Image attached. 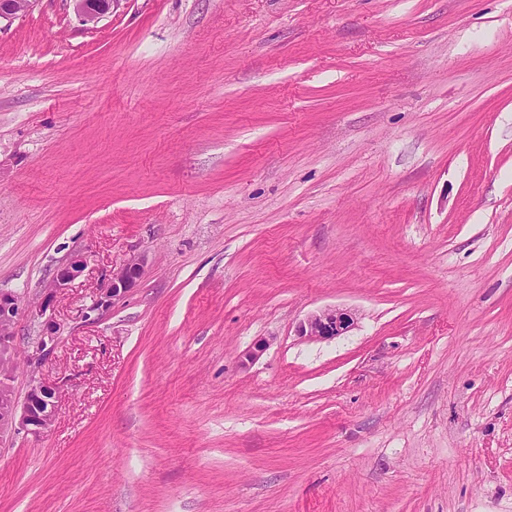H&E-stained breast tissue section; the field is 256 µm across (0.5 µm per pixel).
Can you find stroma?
<instances>
[{
    "mask_svg": "<svg viewBox=\"0 0 512 512\" xmlns=\"http://www.w3.org/2000/svg\"><path fill=\"white\" fill-rule=\"evenodd\" d=\"M77 253L54 352L15 325V394L62 396L0 512H512V0L1 21L0 290ZM145 257L131 256L120 268L112 271V276L98 290L86 314L102 315L125 298L132 288L138 285L144 273ZM356 315L347 309L326 308L312 313L299 323L297 336L308 340L330 339L342 336L356 325Z\"/></svg>",
    "mask_w": 512,
    "mask_h": 512,
    "instance_id": "obj_1",
    "label": "stroma"
}]
</instances>
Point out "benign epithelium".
<instances>
[{"label":"benign epithelium","mask_w":512,"mask_h":512,"mask_svg":"<svg viewBox=\"0 0 512 512\" xmlns=\"http://www.w3.org/2000/svg\"><path fill=\"white\" fill-rule=\"evenodd\" d=\"M38 0H0V20L11 19L32 11ZM74 10L85 24L96 23L108 14L113 0H72ZM85 258L76 254L62 263L44 285L42 299L21 309L20 298L0 291V440L11 430H23L39 436L47 432L55 420L61 391L55 386L33 381L23 401H18L11 387L14 359V326L20 311H25L31 322L37 324L38 334L28 362L37 364L55 349L60 339V327L46 317L54 295L69 286L82 271ZM145 257L134 255L98 290L87 314L97 316L114 307L138 285L144 273ZM356 325L355 313L342 308H326L312 313L299 323L297 336L308 339H330L342 336Z\"/></svg>","instance_id":"7a95c632"}]
</instances>
